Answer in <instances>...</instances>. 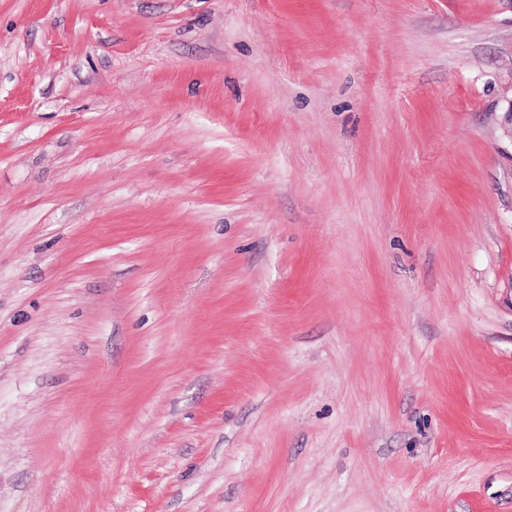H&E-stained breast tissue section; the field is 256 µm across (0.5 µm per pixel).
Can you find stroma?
I'll return each mask as SVG.
<instances>
[{
    "label": "stroma",
    "mask_w": 512,
    "mask_h": 512,
    "mask_svg": "<svg viewBox=\"0 0 512 512\" xmlns=\"http://www.w3.org/2000/svg\"><path fill=\"white\" fill-rule=\"evenodd\" d=\"M512 0H0V512H512Z\"/></svg>",
    "instance_id": "obj_1"
}]
</instances>
